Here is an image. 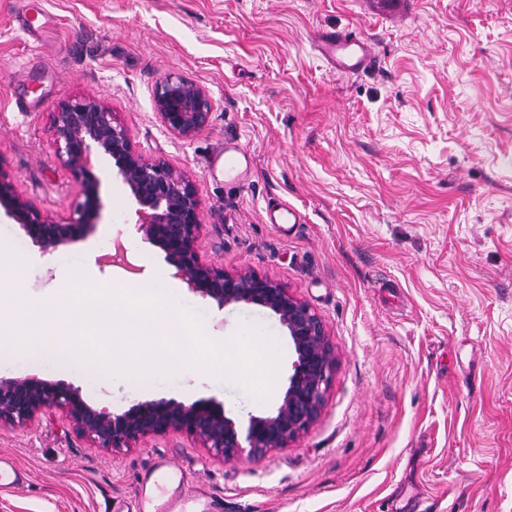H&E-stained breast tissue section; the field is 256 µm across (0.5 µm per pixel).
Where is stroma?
I'll return each instance as SVG.
<instances>
[{"mask_svg":"<svg viewBox=\"0 0 512 512\" xmlns=\"http://www.w3.org/2000/svg\"><path fill=\"white\" fill-rule=\"evenodd\" d=\"M24 5L51 24L22 30ZM332 28L368 36L378 69L329 70L313 38ZM168 75L209 94L192 139L155 118ZM79 95L106 100L140 152L194 182L202 259L277 279L322 318L336 374L319 418L258 461H224L181 432L115 452L55 414L0 427V457L27 477L0 492V512H135L160 455L196 492L194 512H512V0H0V168L60 220L83 196L50 114ZM235 144L242 183L224 170ZM95 172L103 210L87 240L45 255L0 212V243L30 259L27 292L79 302L135 273L174 283L111 159ZM277 202L301 216L290 232L266 219ZM117 241L126 262H104ZM76 266L94 292L69 285ZM174 285L170 306L209 336L274 338L271 396L207 370L144 392L6 352L0 377L68 384L114 412L212 399L243 422L274 407L293 360L277 317Z\"/></svg>","mask_w":512,"mask_h":512,"instance_id":"1","label":"stroma"}]
</instances>
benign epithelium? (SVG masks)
Listing matches in <instances>:
<instances>
[{"mask_svg": "<svg viewBox=\"0 0 512 512\" xmlns=\"http://www.w3.org/2000/svg\"><path fill=\"white\" fill-rule=\"evenodd\" d=\"M155 118L167 132L192 138L207 122L211 102L204 87L183 78L160 81L153 95ZM51 122L64 165L81 182L84 201L66 222L24 198L0 168V210L20 224L42 253L83 241L95 234L101 208L100 181L92 157L112 160L115 175L136 201V230L159 248L186 287L223 308L250 304L278 317L293 350L292 373L275 409L252 415L238 426L213 400L184 403L160 398L137 403L120 413L97 409L81 391L38 377L0 378V427L22 428L38 415L59 413L91 441L104 448H129L148 435L183 432L230 461L248 451L256 459L286 448L320 416L336 356L322 319L277 280L252 271L228 273L202 259L198 251L202 224L194 184L162 158L138 151L125 126L100 98L84 95L58 102Z\"/></svg>", "mask_w": 512, "mask_h": 512, "instance_id": "obj_1", "label": "benign epithelium"}]
</instances>
